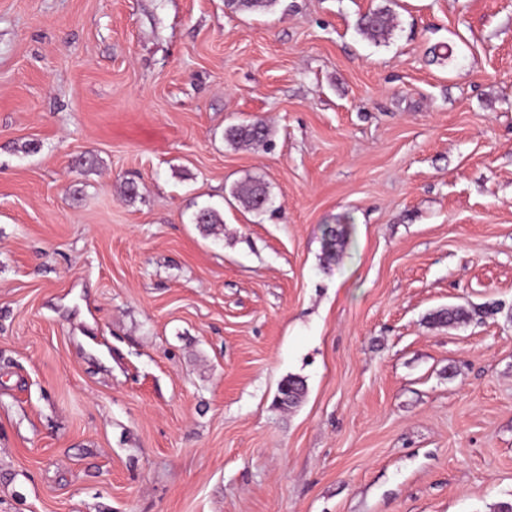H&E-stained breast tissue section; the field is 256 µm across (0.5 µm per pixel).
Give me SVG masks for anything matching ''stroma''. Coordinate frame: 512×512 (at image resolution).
I'll return each instance as SVG.
<instances>
[{
	"label": "stroma",
	"mask_w": 512,
	"mask_h": 512,
	"mask_svg": "<svg viewBox=\"0 0 512 512\" xmlns=\"http://www.w3.org/2000/svg\"><path fill=\"white\" fill-rule=\"evenodd\" d=\"M504 501L512 0H0V512ZM393 28V16L388 9L380 8L364 18L360 30L372 38L385 36ZM270 128L260 118H254L249 122L232 125L224 132V138L228 142L238 145H267L270 137ZM234 196L245 208L253 211L262 210L268 203V196L266 190L259 183L253 180H248L247 182L240 184L236 188ZM260 196L265 198V203L267 201V203H264L265 205H263L262 207H260V201H262V198H260ZM487 313L486 310L481 308L469 310L463 306H450L431 313L429 320L435 325H458L470 322L475 316ZM305 394L306 385L304 380L299 377L288 376L279 386L276 401L282 408H292L302 401Z\"/></svg>",
	"instance_id": "1"
}]
</instances>
